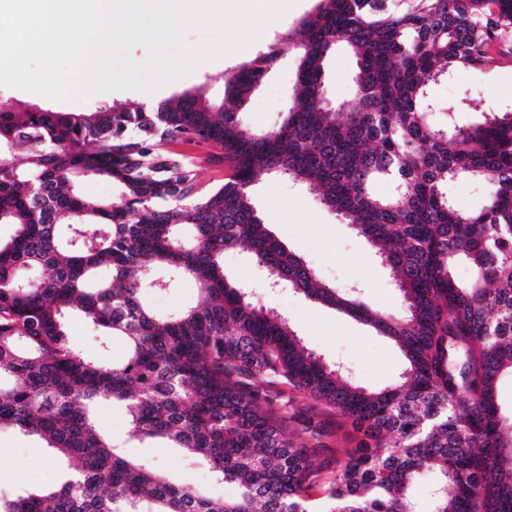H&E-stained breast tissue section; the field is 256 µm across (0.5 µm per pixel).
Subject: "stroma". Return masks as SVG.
<instances>
[{
  "mask_svg": "<svg viewBox=\"0 0 512 512\" xmlns=\"http://www.w3.org/2000/svg\"><path fill=\"white\" fill-rule=\"evenodd\" d=\"M318 0H286L275 18L262 23L248 9L246 0H182L183 19L176 39L154 51L144 40L128 44L124 58L138 70L133 86H118L104 100L88 97L80 89L85 72L68 76L71 91L53 99L37 92L0 83V103L22 111L34 106L61 112H89L98 103L141 104L143 98L161 103L185 91H200L218 99L224 95V78L270 47H281L282 34L314 11ZM200 50L203 62L191 64L180 75L170 78L150 66L155 54L176 58ZM355 68L352 54L337 50L327 64L326 93L332 102L351 98V77ZM295 83V58L284 54L266 75L244 108L245 119L256 129L276 126L288 106ZM437 104L433 115L442 122L448 103L469 100L471 109L457 114V122L480 120L488 108L512 109V40L503 43L496 63L479 71L463 70L441 81L432 90ZM255 203L265 224L288 249L307 258L319 275L339 286L356 285L365 301L380 310L394 309L398 299L387 271L378 265L364 238L339 217L327 211L316 195L294 184L260 175L253 185ZM254 298L270 316H288L303 344L329 362L344 364L351 380L369 390H381L400 381L404 357L389 338L353 319L310 303L288 289L259 290ZM68 330L74 344L95 357L117 362L124 358L126 342L120 336H100L78 317L69 318ZM95 426L98 432L123 443L126 455L151 462L164 469L177 483L201 487L215 500L232 494V487L212 481L207 469L195 465L171 448L151 441L126 438L124 407H99ZM63 465L50 461L46 448L34 436L12 431L0 433V488L31 490L57 485Z\"/></svg>",
  "mask_w": 512,
  "mask_h": 512,
  "instance_id": "1",
  "label": "stroma"
}]
</instances>
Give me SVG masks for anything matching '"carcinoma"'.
<instances>
[{
    "instance_id": "obj_1",
    "label": "carcinoma",
    "mask_w": 512,
    "mask_h": 512,
    "mask_svg": "<svg viewBox=\"0 0 512 512\" xmlns=\"http://www.w3.org/2000/svg\"><path fill=\"white\" fill-rule=\"evenodd\" d=\"M508 36L512 0H319L286 33L295 90L272 129L250 127L243 109L276 48L226 78L219 102L185 92L155 112H0V224L14 228L0 242V432L71 462L57 486L0 490V512H417L413 487L430 472V512H512V419L499 397L512 377V111L458 124L461 100L448 125L428 120L432 86L495 62ZM339 47L356 57L355 92L330 104L326 62ZM186 143L220 150L230 177L201 189L198 157L175 149ZM261 174L315 191L371 244L399 308L326 283L276 240L252 199ZM86 176L118 196L82 194ZM462 179L485 185L477 212L449 199ZM229 247L268 284L391 338L402 381L368 391L309 351L226 275ZM187 279L203 304L147 306ZM70 314L124 337L125 358L79 350ZM290 390L366 440L345 455L327 447ZM105 402L127 409L129 439L180 449L234 494L216 502L128 458L96 430Z\"/></svg>"
}]
</instances>
